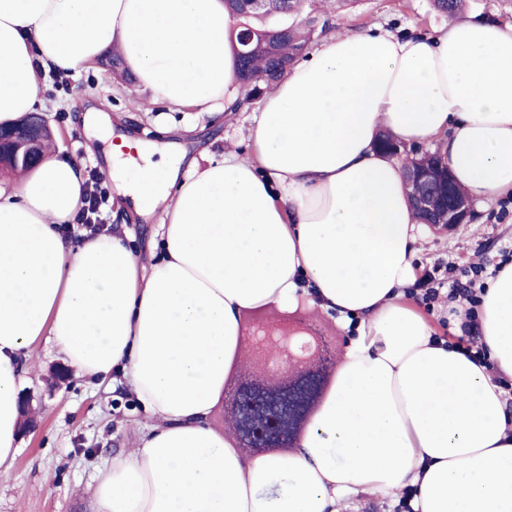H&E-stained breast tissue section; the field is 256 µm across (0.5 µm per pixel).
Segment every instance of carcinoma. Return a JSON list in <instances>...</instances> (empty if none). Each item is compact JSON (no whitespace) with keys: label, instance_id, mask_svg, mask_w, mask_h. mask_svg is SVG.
Listing matches in <instances>:
<instances>
[{"label":"carcinoma","instance_id":"1","mask_svg":"<svg viewBox=\"0 0 512 512\" xmlns=\"http://www.w3.org/2000/svg\"><path fill=\"white\" fill-rule=\"evenodd\" d=\"M466 2L431 0V5L436 12L452 18L465 9ZM224 6L265 39L255 51L239 55L237 75L251 100L272 90L302 57L316 33L317 19L303 17L305 0H279L273 10L263 12L245 10L242 0H224ZM377 148L400 159L406 169L418 160L427 163L435 174V208L447 207L451 176L440 157L433 152L409 151L386 133L379 135ZM320 342L321 346L313 349L305 373L288 379L263 374L264 357L270 347L254 344L256 365L240 370L234 377L237 408L227 419L235 435L248 428L256 433L255 444L268 452L282 453L292 448L332 384L327 343L323 337Z\"/></svg>","mask_w":512,"mask_h":512}]
</instances>
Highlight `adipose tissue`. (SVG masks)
Returning a JSON list of instances; mask_svg holds the SVG:
<instances>
[{"label": "adipose tissue", "instance_id": "ef3b65f1", "mask_svg": "<svg viewBox=\"0 0 512 512\" xmlns=\"http://www.w3.org/2000/svg\"><path fill=\"white\" fill-rule=\"evenodd\" d=\"M235 27L224 0H0V123L36 110L42 76L115 49L154 99L233 112ZM383 132L437 142L478 203L512 195V23L325 39L263 97L248 158L178 152L130 181L121 136L112 181L164 213L148 265L109 229L62 235L83 206L81 160L50 150L0 181V467L43 342L77 376L122 377L157 419L97 471V512H346L406 489L414 512H512V409L492 380L512 378V263L481 297L483 365L405 298L423 230L402 162L374 147ZM303 306L353 335L293 449L245 456L212 424L243 317Z\"/></svg>", "mask_w": 512, "mask_h": 512}]
</instances>
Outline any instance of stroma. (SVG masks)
<instances>
[{"mask_svg":"<svg viewBox=\"0 0 512 512\" xmlns=\"http://www.w3.org/2000/svg\"><path fill=\"white\" fill-rule=\"evenodd\" d=\"M329 31L369 33L387 29L430 35L446 23L430 0H357L353 8L329 14ZM37 108L54 132L61 156L83 160L86 168L103 169L109 140L96 139L82 124L83 111L105 108L114 133L149 131L153 143L178 142L188 157L220 162L251 153L249 128L257 110L249 104L228 117L209 116L184 108L168 110L154 102L136 83L117 80L111 70L94 64L87 72L68 78L66 85L46 79ZM498 202L475 207L473 221L449 231L427 229L418 243V277H462L472 263L494 271L502 249L512 245V214L497 219ZM106 223L127 233L129 244L149 263L148 235L163 218L161 212L137 213L132 202H120L109 187L104 209ZM33 369L24 391L38 411L39 425L21 439L17 456L0 471V512H97L93 477L113 456L134 447L149 423L125 385H94L69 375L52 384V370L60 360L44 345L34 347Z\"/></svg>","mask_w":512,"mask_h":512,"instance_id":"1","label":"stroma"}]
</instances>
